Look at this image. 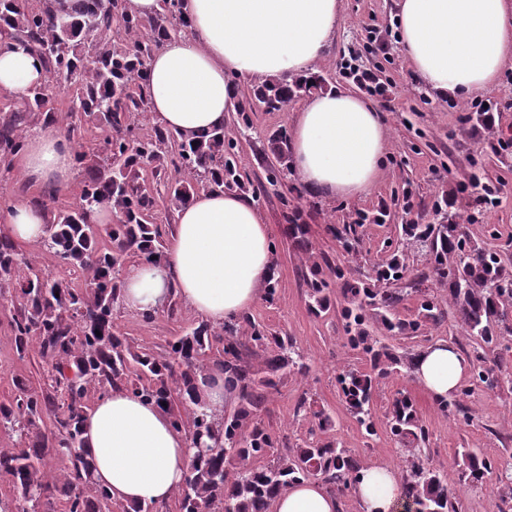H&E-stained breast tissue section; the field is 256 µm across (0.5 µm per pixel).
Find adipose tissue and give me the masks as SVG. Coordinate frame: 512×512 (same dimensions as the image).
<instances>
[{"label": "adipose tissue", "mask_w": 512, "mask_h": 512, "mask_svg": "<svg viewBox=\"0 0 512 512\" xmlns=\"http://www.w3.org/2000/svg\"><path fill=\"white\" fill-rule=\"evenodd\" d=\"M400 41L414 74L435 94L461 99L496 83L512 63V0H396ZM186 33L164 40L148 63L147 93L155 123L185 134L220 127L240 97L241 78L307 77L335 34L342 0H180ZM43 62L0 35V94L22 96L45 83ZM377 106L341 90L316 93L296 112L290 145L302 183L333 199L367 192L384 156ZM73 145L54 131L27 139L21 170L59 187L73 176ZM0 221L14 241L47 236L48 216L13 202ZM274 256L267 224L253 201L203 190L177 210L160 258L141 259L122 276V302L141 315L177 296L202 320L221 325L247 314L264 297ZM470 374L454 346L421 351L415 378L431 399H453ZM94 480L113 501L168 503L183 483L193 450L169 414L115 387L83 421ZM359 512H399L400 482L387 465L364 468L355 492ZM272 512H343L340 498L301 480Z\"/></svg>", "instance_id": "adipose-tissue-1"}]
</instances>
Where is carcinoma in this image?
I'll return each mask as SVG.
<instances>
[{
    "mask_svg": "<svg viewBox=\"0 0 512 512\" xmlns=\"http://www.w3.org/2000/svg\"><path fill=\"white\" fill-rule=\"evenodd\" d=\"M72 2L71 10L62 13L53 0H42L36 9L26 0H0V33L8 32L32 50L49 73L44 84L29 89L9 114L0 116V153L10 158L24 151L32 118L46 126L58 123L49 104L62 79L79 84V111L105 132L106 153L76 152L75 164L87 174L79 203L53 214L46 239L58 261L81 272L83 287L35 268L9 236L0 235V296L8 294L18 303L9 321L11 340L22 357L35 351L56 392L52 396L18 379L15 396L0 403V425L15 430L19 440L17 448L0 449V472L11 476L20 491L18 498H0V512H56L60 506L64 512H164L147 503L115 505L93 482L82 418L89 398L114 386L164 406L174 427L189 438L194 452L175 493L179 512H269L272 501L301 478L317 480L339 496L351 493L363 467L348 449L321 438L290 448L288 438L264 422L270 395L288 375L307 370L290 337L245 314L218 327L200 322L169 341L165 353L154 354L135 349L115 326L112 311L121 301L122 270L137 257L163 252L164 231L149 221L155 198L146 176L170 171L166 197L174 209L201 189L246 193L249 188L237 164L236 143L224 128L184 135L156 125L152 134H141L149 109L147 65L165 39L187 28L180 0H160L159 12L147 19L125 12L121 0L110 6L104 0ZM321 82L317 73L307 80H259L236 112L248 128L255 108L279 111ZM270 141L276 165L267 182L273 185L292 165L286 131ZM103 207L112 209L117 222L94 231L90 215ZM288 230L309 264L308 309L318 316L330 308V282L322 277L305 225L291 218ZM409 240L427 248V262L448 291L464 332L499 347L492 358L474 350L473 364L475 380L487 388L499 383L512 369V345L501 343L512 335V326L498 321L499 310L512 307V273L481 242L460 234L456 224H414ZM327 268L342 284L348 344L370 362L368 368H342L337 382L349 412L372 436L375 387L400 367L415 371L418 354H395L370 334V320L390 333L413 335L437 325L443 311L435 295L422 291L412 317L396 313L404 294L390 284L406 270L402 251L379 265L369 281L339 266ZM210 368L224 374L234 409L214 410L196 395L198 374ZM294 416L311 424L312 436L333 428L325 408L305 397ZM388 423L405 448L400 488L406 504L417 512H459L456 496L427 466L429 433L408 394L393 397ZM52 448L68 465L61 476L50 478L42 462ZM458 464L462 480L472 486L496 469L493 460L470 450L461 453Z\"/></svg>",
    "mask_w": 512,
    "mask_h": 512,
    "instance_id": "carcinoma-1",
    "label": "carcinoma"
}]
</instances>
